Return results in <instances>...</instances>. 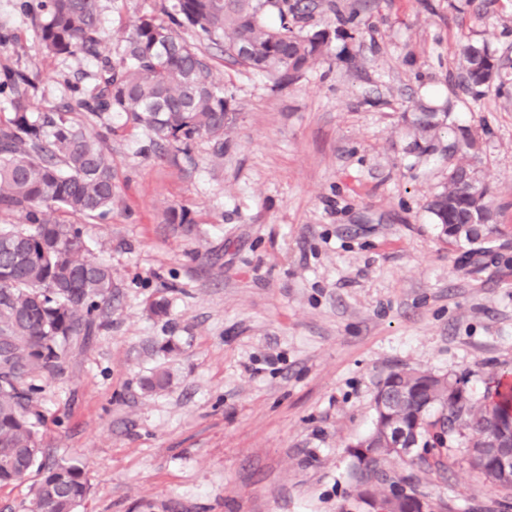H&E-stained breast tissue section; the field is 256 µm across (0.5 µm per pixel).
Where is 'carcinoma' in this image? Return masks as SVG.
I'll return each mask as SVG.
<instances>
[{
  "mask_svg": "<svg viewBox=\"0 0 512 512\" xmlns=\"http://www.w3.org/2000/svg\"><path fill=\"white\" fill-rule=\"evenodd\" d=\"M317 0H173L162 19L144 15L121 36L123 57L101 61V76L90 97H76L65 112L35 114L19 91L20 73H7L12 109L0 119V212L19 216L25 228L0 225V485L23 480L45 455L33 422V388L28 374L51 371L74 336L86 335L100 303L112 294V269L87 256L81 227L61 214L104 217L112 211V158L102 136H94L68 117L86 112L105 128L145 129L175 152L186 153L200 137L224 154V129L232 120L234 97L217 85L198 45L178 33L188 26L221 48L228 58L275 79L289 82L328 55L332 37L356 31V15L339 19L333 31L303 32L288 17L307 16ZM276 20L269 22L266 15ZM40 46L59 56L99 55L100 0H40L34 17ZM463 79L477 89L504 85L501 65L486 44L464 45ZM117 115L119 126H110ZM438 109L424 106L416 124L431 133ZM475 146L460 127L455 152ZM470 167L459 165L448 185L428 204L440 237L458 248L481 250L497 231L486 202L489 188L475 197L467 181ZM398 396L387 415H375L363 437L377 455L359 468L371 477L392 453L384 426L412 432L423 450L458 441L472 468L496 487L497 478L473 453L490 456L512 447V385L502 380L476 400L462 377L418 370L389 373L376 395ZM88 491L81 469L63 461L44 466V474L24 512H76Z\"/></svg>",
  "mask_w": 512,
  "mask_h": 512,
  "instance_id": "cac0c4a2",
  "label": "carcinoma"
}]
</instances>
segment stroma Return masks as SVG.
<instances>
[{
	"label": "stroma",
	"mask_w": 512,
	"mask_h": 512,
	"mask_svg": "<svg viewBox=\"0 0 512 512\" xmlns=\"http://www.w3.org/2000/svg\"><path fill=\"white\" fill-rule=\"evenodd\" d=\"M16 3L0 0V75L26 74L45 112L92 94L100 57L171 0H101L96 58L43 50ZM318 3L305 29L354 12L359 30L290 84L199 41L237 101L223 156L204 137L177 155L142 129L106 138L112 213L76 222L112 297L54 372L25 379L42 447L85 472L78 512H362L348 447L381 379L462 375L479 399L512 374V0ZM469 41L508 77L478 97L458 81ZM426 102L451 111L421 153L411 120ZM460 126L476 151L449 153ZM458 165L490 188L501 229L465 261L426 209ZM172 208L190 223H169ZM159 371L168 385L146 389ZM384 467L447 512H512L460 444Z\"/></svg>",
	"instance_id": "1"
}]
</instances>
